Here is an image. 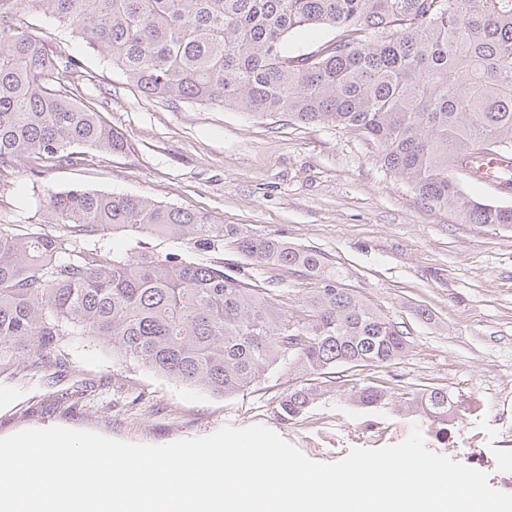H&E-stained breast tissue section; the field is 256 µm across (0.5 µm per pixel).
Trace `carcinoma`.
Instances as JSON below:
<instances>
[{
  "label": "carcinoma",
  "mask_w": 512,
  "mask_h": 512,
  "mask_svg": "<svg viewBox=\"0 0 512 512\" xmlns=\"http://www.w3.org/2000/svg\"><path fill=\"white\" fill-rule=\"evenodd\" d=\"M41 14L71 28L143 94L284 114L354 134L430 208L461 224L512 227V206L465 194L482 157L512 158V0H0V177L30 158L72 166L123 137L77 101V61L31 31ZM341 34L288 53L292 34ZM127 248L105 251L109 234ZM229 249L255 267L310 280L303 314L228 264L160 256L146 239ZM321 252L146 196L80 187L45 196L34 222L0 223V366L66 364L80 336L142 369L226 397L272 373L297 378L281 420L336 393V370L388 368L410 329L347 284ZM366 412L387 408L447 429L445 388L354 385Z\"/></svg>",
  "instance_id": "obj_1"
}]
</instances>
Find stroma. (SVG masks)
Returning <instances> with one entry per match:
<instances>
[{
  "label": "stroma",
  "mask_w": 512,
  "mask_h": 512,
  "mask_svg": "<svg viewBox=\"0 0 512 512\" xmlns=\"http://www.w3.org/2000/svg\"><path fill=\"white\" fill-rule=\"evenodd\" d=\"M37 34L79 62V92L124 138L116 153L91 152L74 166L29 169L0 188V219L33 216L42 195L82 187L146 195L209 213L288 242L311 247L344 267L348 283L411 330L408 351L387 369L359 379L392 391L448 388L467 405L448 435L422 424L427 448L476 465L503 490L512 454L499 443L512 434V228L460 224L448 211L426 208L413 190L382 167L354 135L287 116H257L230 107L163 103L132 87L108 59L70 30L34 15ZM258 278L281 292L288 314H301L309 281L268 266ZM94 396L70 406L64 395L81 381ZM286 373L228 397L138 370L112 377V357L74 342L64 366L0 370V437L64 426L110 438L163 445L204 437L225 425L266 426L308 458L331 463L352 449L403 441L414 422L348 401L350 382L303 418L276 415Z\"/></svg>",
  "instance_id": "35a3bbf8"
}]
</instances>
